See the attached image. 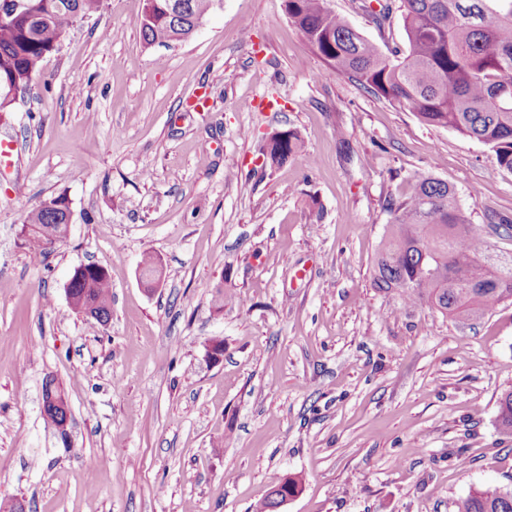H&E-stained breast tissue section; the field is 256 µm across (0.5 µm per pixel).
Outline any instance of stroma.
Here are the masks:
<instances>
[{
    "label": "stroma",
    "instance_id": "35a3bbf8",
    "mask_svg": "<svg viewBox=\"0 0 512 512\" xmlns=\"http://www.w3.org/2000/svg\"><path fill=\"white\" fill-rule=\"evenodd\" d=\"M337 14L383 51L377 28ZM143 0H104L0 115V507L27 512H251L290 477L282 512H453L512 487V302L457 322L374 286L414 176L452 185L491 251L512 237V174L478 140L329 72L282 0H217L200 27L148 47ZM263 109L248 108L254 96ZM293 130L282 166L261 147ZM65 195L72 224L45 252L21 228ZM160 259L154 288L138 279ZM104 268L112 316L72 312L80 265ZM224 340L220 360L209 356ZM54 380L71 417L42 414Z\"/></svg>",
    "mask_w": 512,
    "mask_h": 512
}]
</instances>
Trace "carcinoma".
Instances as JSON below:
<instances>
[{"label": "carcinoma", "mask_w": 512, "mask_h": 512, "mask_svg": "<svg viewBox=\"0 0 512 512\" xmlns=\"http://www.w3.org/2000/svg\"><path fill=\"white\" fill-rule=\"evenodd\" d=\"M182 18L169 0H144L139 21L143 42L168 46L184 40L218 0H186ZM380 17L401 11L408 49L386 54L329 7V0H283V9L311 52L327 67L364 90L414 113L424 123L449 127L490 146L512 173V0H377ZM31 10L0 20V80L24 95L45 57L59 49L73 25L98 13L103 0H30ZM300 150L299 136L284 130L265 148L280 165ZM55 207L32 209L21 233L25 244L44 251L67 236L63 195ZM386 225L375 261L376 288L396 290L406 303L429 301L448 317L475 320L512 301V254L490 251L468 221L457 194L430 175L412 180L407 197L388 202ZM141 275L161 276L157 258L146 254ZM66 293L100 324L111 316L112 284L93 264L75 269ZM497 423L512 432V389L499 398ZM455 512H512V488L486 486L455 503Z\"/></svg>", "instance_id": "cac0c4a2"}]
</instances>
